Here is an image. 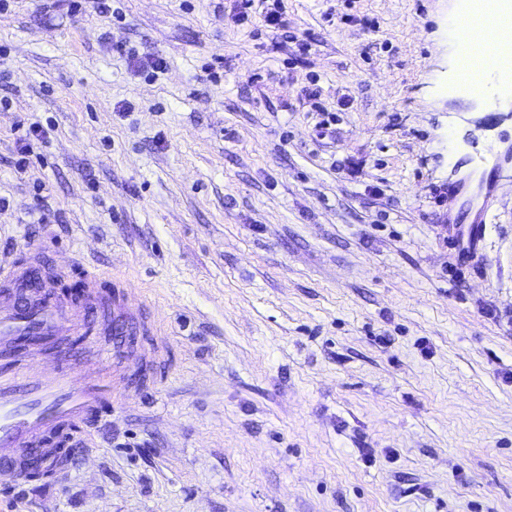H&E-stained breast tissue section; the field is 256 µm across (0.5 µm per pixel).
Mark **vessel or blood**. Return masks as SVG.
Masks as SVG:
<instances>
[{"mask_svg": "<svg viewBox=\"0 0 512 512\" xmlns=\"http://www.w3.org/2000/svg\"><path fill=\"white\" fill-rule=\"evenodd\" d=\"M26 271L14 263L0 266V484H16L18 470L13 455L45 444L63 428L80 429L91 414L121 401L126 386L123 376L109 377L95 368L72 375L67 365L78 354L64 344V337L90 335L75 302L45 290L31 291L26 302L15 299L14 288L25 280ZM125 293H112V364L122 366L133 352L130 339L149 332L147 312H131ZM36 337L50 347L58 374L51 380L33 376L28 370L30 349L24 343Z\"/></svg>", "mask_w": 512, "mask_h": 512, "instance_id": "b4317fda", "label": "vessel or blood"}]
</instances>
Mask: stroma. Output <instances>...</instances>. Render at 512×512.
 <instances>
[{
  "instance_id": "stroma-1",
  "label": "stroma",
  "mask_w": 512,
  "mask_h": 512,
  "mask_svg": "<svg viewBox=\"0 0 512 512\" xmlns=\"http://www.w3.org/2000/svg\"><path fill=\"white\" fill-rule=\"evenodd\" d=\"M272 2L0 9V257L168 344L0 512H512V82L460 0Z\"/></svg>"
}]
</instances>
